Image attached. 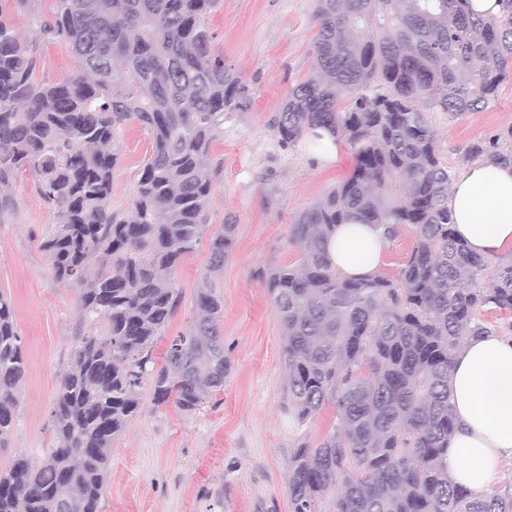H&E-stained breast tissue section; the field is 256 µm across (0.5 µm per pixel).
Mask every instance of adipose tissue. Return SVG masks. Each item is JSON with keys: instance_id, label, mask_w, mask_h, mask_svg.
<instances>
[{"instance_id": "adipose-tissue-1", "label": "adipose tissue", "mask_w": 512, "mask_h": 512, "mask_svg": "<svg viewBox=\"0 0 512 512\" xmlns=\"http://www.w3.org/2000/svg\"><path fill=\"white\" fill-rule=\"evenodd\" d=\"M457 236L476 254L492 258L512 248V165L485 158L469 165L448 188ZM388 239L372 224H341L326 253L345 276L377 274ZM455 431L448 441V477L484 494L512 457V336L466 337L449 382Z\"/></svg>"}]
</instances>
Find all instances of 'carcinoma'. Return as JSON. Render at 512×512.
Returning a JSON list of instances; mask_svg holds the SVG:
<instances>
[{
    "mask_svg": "<svg viewBox=\"0 0 512 512\" xmlns=\"http://www.w3.org/2000/svg\"><path fill=\"white\" fill-rule=\"evenodd\" d=\"M463 0H316L313 75L291 86L274 123L290 150L326 132L344 138L351 174L290 229L297 261L268 278L284 336L292 512H512V488L475 497L448 480L452 356L481 311L512 313V263L493 267L455 235L451 171L425 112H478L512 74V0L498 16ZM216 0H56L31 25L79 60L68 80L38 86L35 60L0 4V187L28 168L54 207L42 237L58 281L90 325L61 376L42 461L0 471V512H100L112 443L142 405L194 412L224 390L218 276L236 216L209 240L196 316L164 363L153 349L181 302L172 274L210 224L211 145L243 106L245 87L213 55L205 16ZM351 102L340 107L344 94ZM137 122L152 140L131 207L112 208L118 136ZM512 127L470 147L512 164ZM417 231L397 278L342 275L325 244L338 224ZM26 373L22 336L0 292V452L12 448ZM319 442L300 433L328 405Z\"/></svg>",
    "mask_w": 512,
    "mask_h": 512,
    "instance_id": "carcinoma-1",
    "label": "carcinoma"
}]
</instances>
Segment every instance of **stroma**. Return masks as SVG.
<instances>
[{
	"instance_id": "1",
	"label": "stroma",
	"mask_w": 512,
	"mask_h": 512,
	"mask_svg": "<svg viewBox=\"0 0 512 512\" xmlns=\"http://www.w3.org/2000/svg\"><path fill=\"white\" fill-rule=\"evenodd\" d=\"M11 20L35 50L37 83L55 84L77 70V58L41 35L24 15L12 14ZM206 21L213 53L247 88L245 107L225 120L224 134L209 155L218 172L208 237L220 231L225 214L238 219L236 244L220 277L228 362L224 389L191 413L172 402L155 405L151 392H144L138 415L112 445L101 512H291L284 337L267 279L296 261L291 225L350 175L354 158L343 142L329 161L304 148L281 150L273 129L289 88L312 69L315 0H218ZM427 118L438 157L460 173L470 146L512 126V77L499 85L484 111L457 119L431 111ZM117 152L112 204L126 209L152 152L151 138L130 122ZM5 193L12 207L0 223V293L13 303L27 370L13 448L0 454L1 469L12 454L40 460L53 446L51 408L59 378L70 364L76 337L87 330L76 290L56 279L40 246L54 214L34 174L20 172ZM208 247L201 242L175 270L182 300L154 357H162L171 337L196 316L194 292Z\"/></svg>"
}]
</instances>
